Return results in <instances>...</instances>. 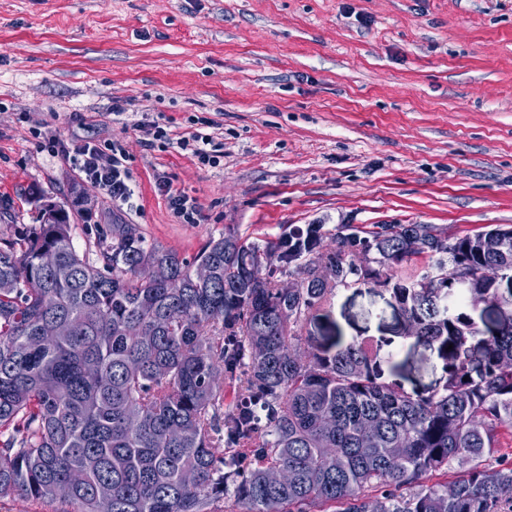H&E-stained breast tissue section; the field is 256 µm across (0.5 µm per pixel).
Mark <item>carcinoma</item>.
<instances>
[{"label": "carcinoma", "instance_id": "obj_1", "mask_svg": "<svg viewBox=\"0 0 512 512\" xmlns=\"http://www.w3.org/2000/svg\"><path fill=\"white\" fill-rule=\"evenodd\" d=\"M0 238V499L57 512H512V225L228 233L188 263L128 224L92 262L70 213ZM428 256L419 267L414 258ZM394 281L446 377L408 392L379 341L299 330ZM494 302L487 330L476 318ZM437 481H432V478ZM55 505L43 500L11 497L0 499V512H52Z\"/></svg>", "mask_w": 512, "mask_h": 512}]
</instances>
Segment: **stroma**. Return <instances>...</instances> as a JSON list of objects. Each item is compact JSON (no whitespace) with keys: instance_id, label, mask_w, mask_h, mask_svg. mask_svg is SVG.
Wrapping results in <instances>:
<instances>
[{"instance_id":"obj_1","label":"stroma","mask_w":512,"mask_h":512,"mask_svg":"<svg viewBox=\"0 0 512 512\" xmlns=\"http://www.w3.org/2000/svg\"><path fill=\"white\" fill-rule=\"evenodd\" d=\"M153 124L170 139L148 147ZM194 135L219 164L175 146ZM88 140L124 148L129 203L67 158ZM162 176L200 223L172 213ZM79 190L90 254L115 224L188 261L227 231L262 245L291 225H512V0H0V235L36 224V194L66 206ZM389 300L339 289L341 340H384L406 390L441 387L442 360L400 338Z\"/></svg>"}]
</instances>
